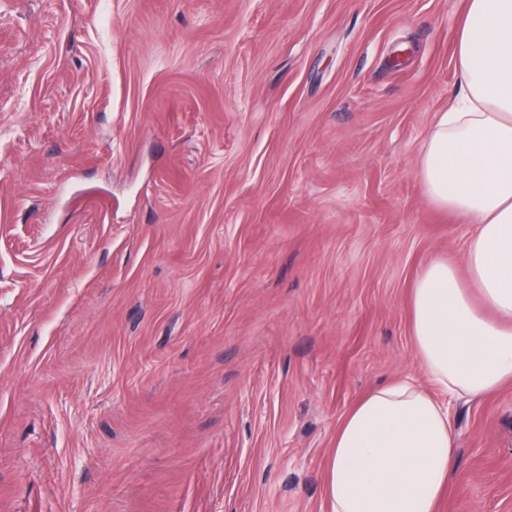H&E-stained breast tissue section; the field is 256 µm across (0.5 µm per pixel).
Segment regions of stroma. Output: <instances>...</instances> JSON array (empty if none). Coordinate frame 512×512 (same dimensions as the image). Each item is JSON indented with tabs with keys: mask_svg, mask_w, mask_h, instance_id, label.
I'll return each mask as SVG.
<instances>
[{
	"mask_svg": "<svg viewBox=\"0 0 512 512\" xmlns=\"http://www.w3.org/2000/svg\"><path fill=\"white\" fill-rule=\"evenodd\" d=\"M465 4L0 0V512H327L463 263L415 168ZM451 412L440 512H512V385Z\"/></svg>",
	"mask_w": 512,
	"mask_h": 512,
	"instance_id": "1",
	"label": "stroma"
}]
</instances>
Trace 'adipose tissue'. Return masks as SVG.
<instances>
[{
  "mask_svg": "<svg viewBox=\"0 0 512 512\" xmlns=\"http://www.w3.org/2000/svg\"><path fill=\"white\" fill-rule=\"evenodd\" d=\"M462 93L437 113L415 174L468 224L466 275L430 261L412 288L423 380L398 378L340 419L328 512H438L456 467L449 407L512 384V0H468L455 44Z\"/></svg>",
  "mask_w": 512,
  "mask_h": 512,
  "instance_id": "obj_1",
  "label": "adipose tissue"
}]
</instances>
